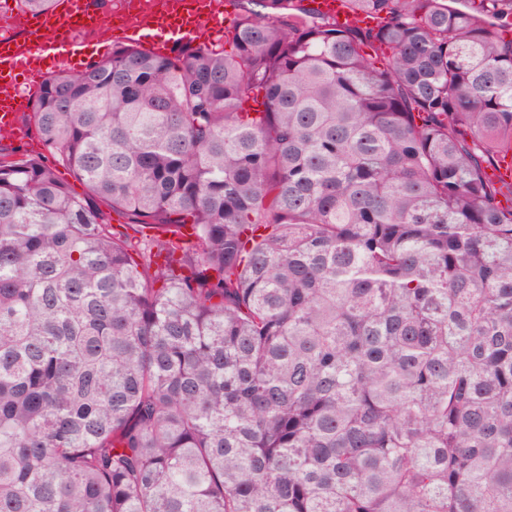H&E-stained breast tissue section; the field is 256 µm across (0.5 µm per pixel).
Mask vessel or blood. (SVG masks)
<instances>
[{
    "label": "vessel or blood",
    "mask_w": 512,
    "mask_h": 512,
    "mask_svg": "<svg viewBox=\"0 0 512 512\" xmlns=\"http://www.w3.org/2000/svg\"><path fill=\"white\" fill-rule=\"evenodd\" d=\"M63 9L42 19L44 33L28 43L19 53L13 52L9 36L0 37V132L20 138L25 131L18 124L20 112L26 108L28 97L18 78L27 71L29 61L49 59L56 63L69 62L81 54L84 45L81 32L96 27L99 17L88 0H63ZM222 0H166L162 9L148 18L139 19L140 46L148 48L157 34H169L186 42H196L201 23H210L212 29L224 28ZM313 13L345 21L348 10L343 0H305Z\"/></svg>",
    "instance_id": "obj_1"
}]
</instances>
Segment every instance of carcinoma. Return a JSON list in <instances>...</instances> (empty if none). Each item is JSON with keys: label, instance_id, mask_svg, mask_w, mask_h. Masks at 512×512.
Returning <instances> with one entry per match:
<instances>
[{"label": "carcinoma", "instance_id": "cac0c4a2", "mask_svg": "<svg viewBox=\"0 0 512 512\" xmlns=\"http://www.w3.org/2000/svg\"><path fill=\"white\" fill-rule=\"evenodd\" d=\"M458 1L235 0L228 51L42 83L0 158V512H512V0ZM303 4L310 12L334 18L340 23L348 17V9L342 0H306Z\"/></svg>", "mask_w": 512, "mask_h": 512}]
</instances>
